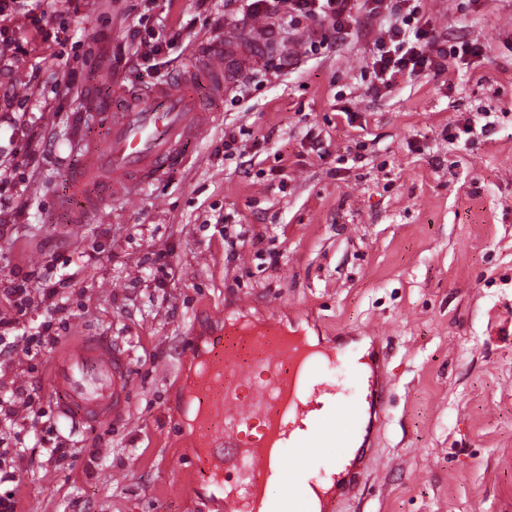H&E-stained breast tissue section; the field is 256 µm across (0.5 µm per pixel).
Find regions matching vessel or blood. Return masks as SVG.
Here are the masks:
<instances>
[{"instance_id":"obj_1","label":"vessel or blood","mask_w":512,"mask_h":512,"mask_svg":"<svg viewBox=\"0 0 512 512\" xmlns=\"http://www.w3.org/2000/svg\"><path fill=\"white\" fill-rule=\"evenodd\" d=\"M236 61L228 49L216 47L189 71L220 89ZM96 107L101 133L84 143L81 165L60 200L61 208L80 222L101 206L104 195L136 198L169 166L182 163L184 145L201 139L215 122L214 113L201 111L181 75L148 92L113 85L111 98ZM186 352L201 364L193 400L196 424L189 435L201 442L211 474L241 467L247 475L244 483L225 489V512H294L292 498L269 499L266 487L273 480L297 479L320 448L334 449L335 472L330 484L312 490L320 512H335L367 473L372 456L370 449L356 445L354 421L365 413L377 422L386 415L383 347L371 357L367 407L339 404L327 413L320 410L324 388L317 376L320 366L336 361L335 345L311 350L280 325L267 322L255 330L229 321L205 343L189 341ZM253 361L264 365L269 380L253 379ZM49 384L62 416L88 424L123 418L128 355L105 334L71 337L50 364ZM244 387L249 390L245 396L240 393ZM255 419L262 424L260 437L242 441V426ZM341 419L348 426L340 436L336 423ZM287 448L296 451L290 464L283 460Z\"/></svg>"}]
</instances>
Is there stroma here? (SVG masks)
Returning a JSON list of instances; mask_svg holds the SVG:
<instances>
[{
  "mask_svg": "<svg viewBox=\"0 0 512 512\" xmlns=\"http://www.w3.org/2000/svg\"><path fill=\"white\" fill-rule=\"evenodd\" d=\"M236 0H45L11 25L26 44L0 74V195L20 200L0 238V279L54 286L0 318L18 336L106 332L129 352L128 415L60 418L52 348L0 345V449H21L17 512H224L196 468L180 403L187 337L224 317L342 339L323 366L341 401L362 394L361 342L388 353L387 414L368 429L367 476L337 512H512V0H422L449 41L484 55L373 92L370 47L385 16L345 33L280 15L245 19ZM157 45L131 58L128 29ZM109 38L99 56L95 34ZM259 43L186 164L140 197H109L85 223L57 198L79 162L91 98L148 91L212 43ZM324 48L310 52L311 41ZM472 126L471 140L458 138ZM233 130L242 153L224 154ZM321 141L323 152L311 149ZM165 254L167 273L157 270ZM248 307H240V300Z\"/></svg>",
  "mask_w": 512,
  "mask_h": 512,
  "instance_id": "1",
  "label": "stroma"
}]
</instances>
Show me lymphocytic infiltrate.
<instances>
[{
	"mask_svg": "<svg viewBox=\"0 0 512 512\" xmlns=\"http://www.w3.org/2000/svg\"><path fill=\"white\" fill-rule=\"evenodd\" d=\"M251 17H277L287 10L291 19H317L342 30L355 13H389L390 22L373 41L371 69L373 90L393 86L403 75L444 72L447 67L468 65L482 57L476 42L448 43L437 35L430 19L420 11L418 0H246Z\"/></svg>",
	"mask_w": 512,
	"mask_h": 512,
	"instance_id": "lymphocytic-infiltrate-1",
	"label": "lymphocytic infiltrate"
}]
</instances>
